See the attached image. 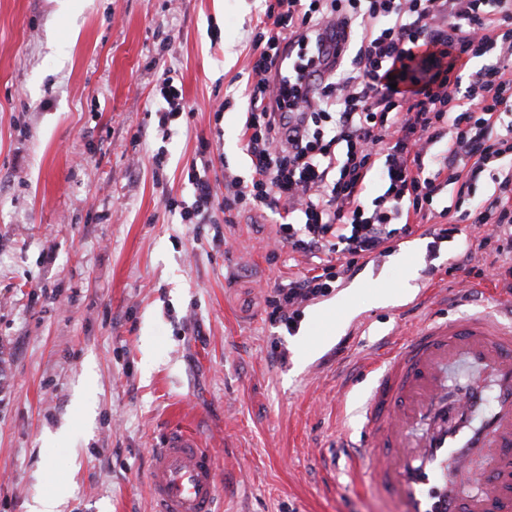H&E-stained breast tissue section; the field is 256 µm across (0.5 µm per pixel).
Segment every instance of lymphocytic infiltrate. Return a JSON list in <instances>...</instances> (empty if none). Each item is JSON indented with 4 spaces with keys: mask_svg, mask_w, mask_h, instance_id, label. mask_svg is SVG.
<instances>
[{
    "mask_svg": "<svg viewBox=\"0 0 512 512\" xmlns=\"http://www.w3.org/2000/svg\"><path fill=\"white\" fill-rule=\"evenodd\" d=\"M252 50L250 181L226 176L217 195L203 138L187 169L190 200L165 206L186 224L268 210L281 219L274 246L335 255L321 273L280 282L271 321L292 326L358 261L413 234L411 217L447 189L456 201L433 235L465 237L456 269L512 292V0H276ZM285 50L294 63L276 85L270 65ZM466 58L483 64L464 78ZM376 179L384 190L364 206Z\"/></svg>",
    "mask_w": 512,
    "mask_h": 512,
    "instance_id": "1",
    "label": "lymphocytic infiltrate"
}]
</instances>
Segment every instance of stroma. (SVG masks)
I'll use <instances>...</instances> for the list:
<instances>
[{
	"instance_id": "obj_1",
	"label": "stroma",
	"mask_w": 512,
	"mask_h": 512,
	"mask_svg": "<svg viewBox=\"0 0 512 512\" xmlns=\"http://www.w3.org/2000/svg\"><path fill=\"white\" fill-rule=\"evenodd\" d=\"M266 6L0 0V512L52 488L58 512H152L149 450L176 426L215 456L222 512H397L334 454L362 393L341 404L336 391L359 353L383 354L382 333L420 312L395 317L371 287H338L287 331L269 301L314 263L270 254L278 215L238 217L217 241L162 203L190 199L198 140L218 128L210 178L250 180L247 66ZM165 72L186 105L166 139ZM463 248L433 261L450 291L437 315L484 307L495 285L449 272ZM324 303L371 328L337 345Z\"/></svg>"
}]
</instances>
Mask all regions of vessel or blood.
I'll list each match as a JSON object with an SVG mask.
<instances>
[{
    "instance_id": "1",
    "label": "vessel or blood",
    "mask_w": 512,
    "mask_h": 512,
    "mask_svg": "<svg viewBox=\"0 0 512 512\" xmlns=\"http://www.w3.org/2000/svg\"><path fill=\"white\" fill-rule=\"evenodd\" d=\"M422 276L395 292L391 313L433 304ZM492 310L429 318L400 332L384 360L361 361L371 379L359 442L341 440L353 471L402 512H512V295ZM337 341L359 335L365 315L323 307ZM470 374L455 388L458 365ZM154 512H217V463L187 430L168 432L151 454Z\"/></svg>"
}]
</instances>
